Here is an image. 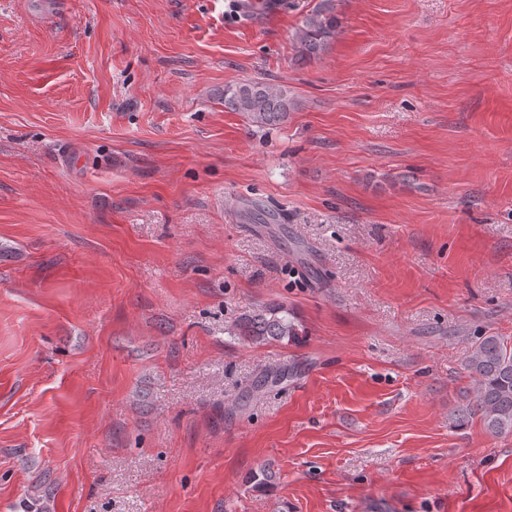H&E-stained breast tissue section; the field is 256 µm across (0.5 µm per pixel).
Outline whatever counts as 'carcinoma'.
<instances>
[{
    "label": "carcinoma",
    "instance_id": "cac0c4a2",
    "mask_svg": "<svg viewBox=\"0 0 512 512\" xmlns=\"http://www.w3.org/2000/svg\"><path fill=\"white\" fill-rule=\"evenodd\" d=\"M340 28L337 0H321L294 32L298 59L316 58L325 52ZM293 106L287 89L264 81L249 79L224 87V108L246 114L259 127L285 120ZM231 334L251 344H264L288 340L297 335V329L288 309L272 305L239 317ZM464 370L473 380L472 398L453 411L455 423L462 426L476 413L490 433L511 435L512 341L497 334L478 337L464 361Z\"/></svg>",
    "mask_w": 512,
    "mask_h": 512
}]
</instances>
